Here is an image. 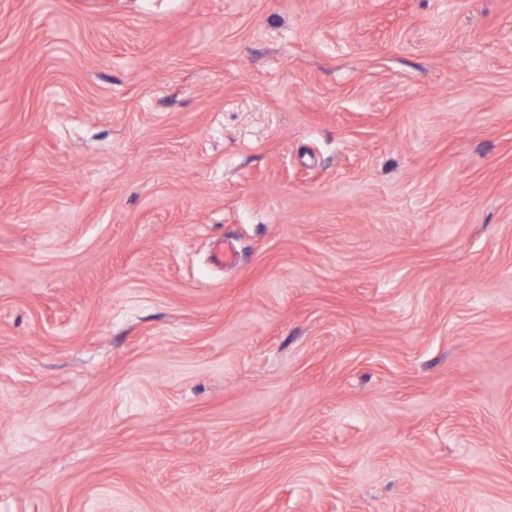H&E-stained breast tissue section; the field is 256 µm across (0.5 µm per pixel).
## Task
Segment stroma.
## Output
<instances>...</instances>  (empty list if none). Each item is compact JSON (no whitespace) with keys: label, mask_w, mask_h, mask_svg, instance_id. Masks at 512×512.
<instances>
[{"label":"stroma","mask_w":512,"mask_h":512,"mask_svg":"<svg viewBox=\"0 0 512 512\" xmlns=\"http://www.w3.org/2000/svg\"><path fill=\"white\" fill-rule=\"evenodd\" d=\"M0 512H512V0H0Z\"/></svg>","instance_id":"stroma-1"}]
</instances>
